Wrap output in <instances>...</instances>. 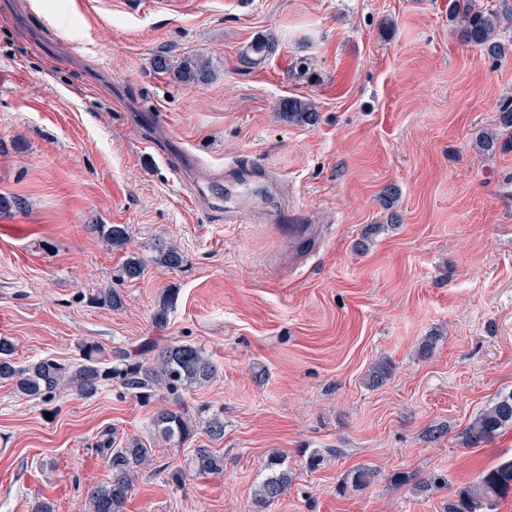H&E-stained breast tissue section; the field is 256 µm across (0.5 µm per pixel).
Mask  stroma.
<instances>
[{
	"label": "stroma",
	"instance_id": "obj_1",
	"mask_svg": "<svg viewBox=\"0 0 512 512\" xmlns=\"http://www.w3.org/2000/svg\"><path fill=\"white\" fill-rule=\"evenodd\" d=\"M268 35L275 51L244 63ZM160 50L208 57L213 79L156 72ZM286 97L311 100L318 124L288 123ZM511 99L512 54L464 45L448 0H0V337L22 365L79 361L85 341L112 355L195 343L218 372L181 405L224 413L223 438L192 439L224 455L202 476L155 433L160 396L40 402L0 383V512H78L112 477L106 433L150 450L127 512H251L274 455L292 484L270 512H444L512 458V428L465 443L512 392V149L474 146ZM230 164L271 185L237 224L223 181L190 193ZM287 209L321 228L293 265L267 218ZM100 224L127 225V244ZM161 240L181 268L155 263ZM131 257L135 280L120 276ZM102 288L122 310L93 303ZM381 361L391 373L369 386ZM359 467L374 483L343 490ZM399 471L446 482L414 491L391 483Z\"/></svg>",
	"mask_w": 512,
	"mask_h": 512
}]
</instances>
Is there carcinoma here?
Listing matches in <instances>:
<instances>
[{"label": "carcinoma", "instance_id": "carcinoma-1", "mask_svg": "<svg viewBox=\"0 0 512 512\" xmlns=\"http://www.w3.org/2000/svg\"><path fill=\"white\" fill-rule=\"evenodd\" d=\"M448 24L464 44L493 60L504 57L512 47V40L504 41V34L512 29L510 8L488 7L480 0H448ZM151 64L186 85L205 84L213 78L210 62L197 54L158 53ZM279 110L288 121L297 124L313 126L319 120L318 111L305 99L286 98L280 101ZM500 124L499 131L484 130L476 135L475 147L479 153L493 155L512 145V103L501 108ZM101 232L115 249L126 244L128 226L125 224L104 226ZM155 259L171 270L183 264L179 249L164 241L156 244ZM94 300L111 310L123 307L122 296L115 288L100 291ZM81 351V361L74 365L45 357L20 366L15 361L13 344L0 338V382H9L21 395L43 402L52 401L65 386L89 397L112 384L142 396L166 391L171 395V404L154 413L155 431L164 440L178 444L194 437L196 429L179 407L180 391L203 387L217 374L214 360L200 346L187 341L175 342L160 349L151 360L122 354L114 362L106 359L104 350L94 342L83 343ZM509 426H512V392L498 397L494 404L474 417L466 429V443L470 446L485 443ZM205 432L213 439L224 437L222 413L216 412L207 418ZM106 459L112 480L91 487L80 507L82 512H126L135 474L149 461L150 455L138 440L132 439L122 448L107 445ZM187 465L200 475L216 474L224 470V456L200 445L191 450ZM268 470L269 474L255 491L252 512H269L290 485L291 477L288 470L281 468V463L271 461ZM374 477V471L366 467H358L350 473L351 484L356 488L369 486ZM510 496L512 460L481 472L473 486L461 490L456 499L448 502L447 512H493L499 501Z\"/></svg>", "mask_w": 512, "mask_h": 512}]
</instances>
